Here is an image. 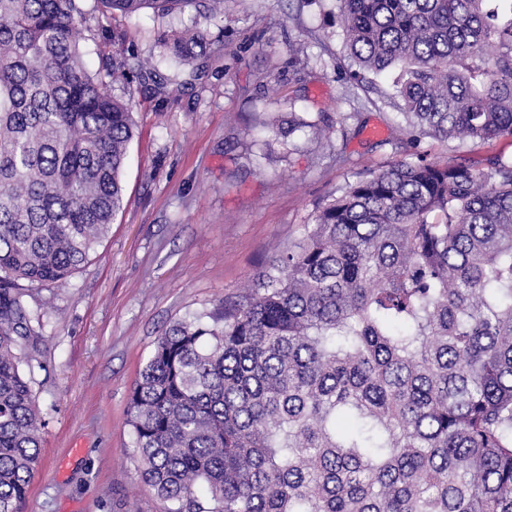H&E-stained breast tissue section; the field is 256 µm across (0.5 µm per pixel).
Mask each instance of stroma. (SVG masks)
Masks as SVG:
<instances>
[{
    "mask_svg": "<svg viewBox=\"0 0 512 512\" xmlns=\"http://www.w3.org/2000/svg\"><path fill=\"white\" fill-rule=\"evenodd\" d=\"M336 14V0H226L223 19L194 17L209 56L193 77L165 62L162 36L181 18L91 9L79 32L90 69L129 47L179 81L161 96L133 76L124 206L67 283L28 291L47 341L33 385L40 465L23 512H161L126 419L166 328L220 311L319 206L387 162L512 163L508 136L412 139L393 75L351 79Z\"/></svg>",
    "mask_w": 512,
    "mask_h": 512,
    "instance_id": "obj_1",
    "label": "stroma"
}]
</instances>
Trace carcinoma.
Instances as JSON below:
<instances>
[{"label":"carcinoma","mask_w":512,"mask_h":512,"mask_svg":"<svg viewBox=\"0 0 512 512\" xmlns=\"http://www.w3.org/2000/svg\"><path fill=\"white\" fill-rule=\"evenodd\" d=\"M87 0H0V512L40 463L45 324L123 208L134 51L100 70ZM224 18V0H94ZM359 70L400 68L410 134L512 137V0H336ZM197 73L191 26L164 37ZM162 512H512V165L404 157L325 202L218 314L158 337L127 409Z\"/></svg>","instance_id":"carcinoma-1"}]
</instances>
